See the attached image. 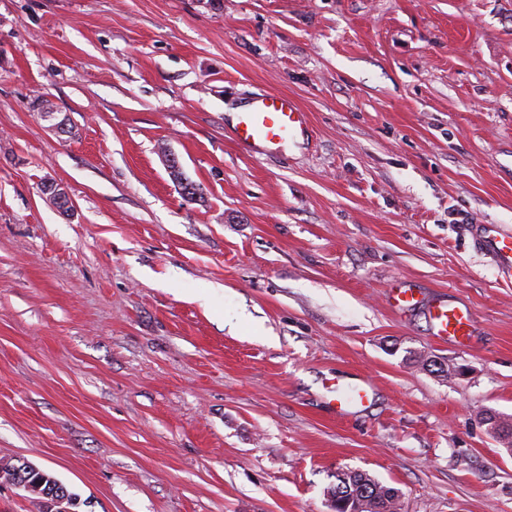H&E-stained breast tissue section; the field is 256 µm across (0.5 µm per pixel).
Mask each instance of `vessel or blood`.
Masks as SVG:
<instances>
[{
  "instance_id": "b4317fda",
  "label": "vessel or blood",
  "mask_w": 512,
  "mask_h": 512,
  "mask_svg": "<svg viewBox=\"0 0 512 512\" xmlns=\"http://www.w3.org/2000/svg\"><path fill=\"white\" fill-rule=\"evenodd\" d=\"M227 128L239 149L250 156L281 154L287 148L303 145L311 137L306 112L288 95L270 91L251 97ZM480 243L499 270L512 274V233L486 234L481 236ZM391 301L398 311H423L434 336L441 340L462 345L474 334V318L466 306L440 296H427L411 285L392 289ZM371 402V387L364 381L350 387L345 396L334 400L333 405L342 416L349 405L367 407Z\"/></svg>"
}]
</instances>
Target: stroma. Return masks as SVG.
<instances>
[{
	"label": "stroma",
	"mask_w": 512,
	"mask_h": 512,
	"mask_svg": "<svg viewBox=\"0 0 512 512\" xmlns=\"http://www.w3.org/2000/svg\"><path fill=\"white\" fill-rule=\"evenodd\" d=\"M263 90L308 144L236 148ZM479 224L512 233V0H0V461L75 512H332L346 468L402 512H512ZM411 282L471 308L467 345L391 307ZM330 379L372 405L336 416ZM58 483V480L51 473L38 469L30 478V486L32 487L25 497L38 508L39 512H44L41 510V505L38 502L39 500H44L43 493L47 490L52 491L56 489L63 497L67 496L70 502H76L77 495L67 491L68 489L62 483V485H58Z\"/></svg>",
	"instance_id": "obj_1"
}]
</instances>
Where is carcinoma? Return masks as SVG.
I'll return each mask as SVG.
<instances>
[{
    "label": "carcinoma",
    "mask_w": 512,
    "mask_h": 512,
    "mask_svg": "<svg viewBox=\"0 0 512 512\" xmlns=\"http://www.w3.org/2000/svg\"><path fill=\"white\" fill-rule=\"evenodd\" d=\"M170 174L183 190L182 196L186 201L192 202L201 194L198 185L184 182L178 166H172ZM483 422L497 433V439L512 447L511 422L493 412L485 413ZM336 480V486L331 489V497L339 503L336 512H401L400 496L395 493V488L381 483L365 471L348 469L338 473ZM30 486L26 498L38 509L41 508L39 501L44 499L43 493L47 490L55 489L71 502L77 500L76 494L67 491L51 473L44 470L31 476Z\"/></svg>",
    "instance_id": "obj_1"
}]
</instances>
